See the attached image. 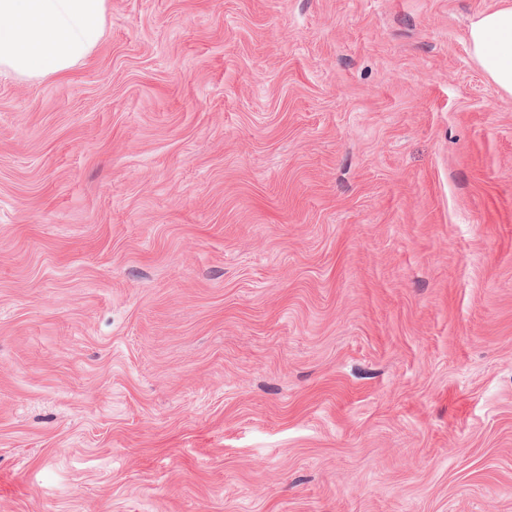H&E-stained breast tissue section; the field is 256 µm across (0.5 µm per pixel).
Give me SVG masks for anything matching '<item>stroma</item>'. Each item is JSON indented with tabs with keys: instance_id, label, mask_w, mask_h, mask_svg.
<instances>
[{
	"instance_id": "1",
	"label": "stroma",
	"mask_w": 512,
	"mask_h": 512,
	"mask_svg": "<svg viewBox=\"0 0 512 512\" xmlns=\"http://www.w3.org/2000/svg\"><path fill=\"white\" fill-rule=\"evenodd\" d=\"M499 0H108L0 72V512H512ZM466 40L471 56L497 88L512 96V4L478 11Z\"/></svg>"
}]
</instances>
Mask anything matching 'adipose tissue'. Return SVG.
I'll list each match as a JSON object with an SVG mask.
<instances>
[{"instance_id": "1", "label": "adipose tissue", "mask_w": 512, "mask_h": 512, "mask_svg": "<svg viewBox=\"0 0 512 512\" xmlns=\"http://www.w3.org/2000/svg\"><path fill=\"white\" fill-rule=\"evenodd\" d=\"M107 0H0V71L24 80L62 74L104 34ZM466 40L497 88L512 96V0L478 11Z\"/></svg>"}]
</instances>
